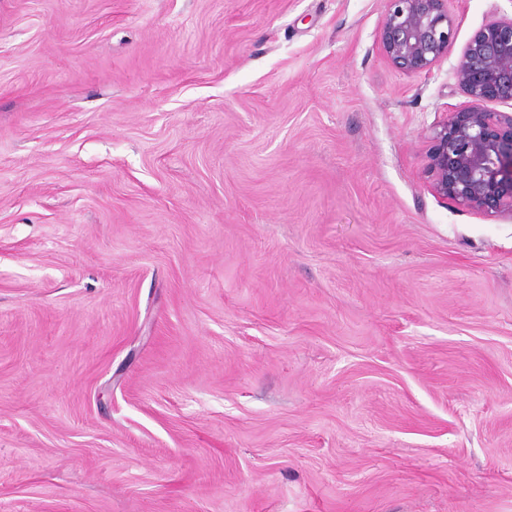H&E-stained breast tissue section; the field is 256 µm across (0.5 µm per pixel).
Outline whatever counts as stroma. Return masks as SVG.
Instances as JSON below:
<instances>
[{
  "label": "stroma",
  "instance_id": "obj_1",
  "mask_svg": "<svg viewBox=\"0 0 512 512\" xmlns=\"http://www.w3.org/2000/svg\"><path fill=\"white\" fill-rule=\"evenodd\" d=\"M384 9L0 0V512H512V217Z\"/></svg>",
  "mask_w": 512,
  "mask_h": 512
}]
</instances>
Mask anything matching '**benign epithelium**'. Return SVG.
<instances>
[{
    "label": "benign epithelium",
    "instance_id": "obj_1",
    "mask_svg": "<svg viewBox=\"0 0 512 512\" xmlns=\"http://www.w3.org/2000/svg\"><path fill=\"white\" fill-rule=\"evenodd\" d=\"M379 43L408 76L430 71L451 53L458 22L448 0H385ZM467 105L446 113L429 136L424 174L444 201L485 215L512 216V16L494 15L469 38L453 68Z\"/></svg>",
    "mask_w": 512,
    "mask_h": 512
}]
</instances>
